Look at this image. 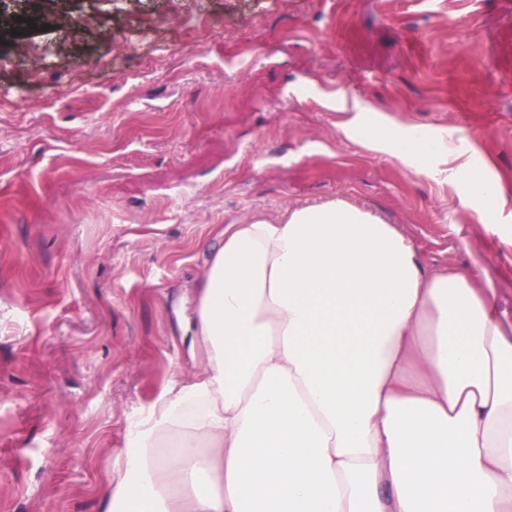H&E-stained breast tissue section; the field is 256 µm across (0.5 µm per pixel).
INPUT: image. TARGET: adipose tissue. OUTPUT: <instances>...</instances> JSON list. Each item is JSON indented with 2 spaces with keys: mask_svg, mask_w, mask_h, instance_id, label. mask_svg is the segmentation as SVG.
<instances>
[{
  "mask_svg": "<svg viewBox=\"0 0 512 512\" xmlns=\"http://www.w3.org/2000/svg\"><path fill=\"white\" fill-rule=\"evenodd\" d=\"M370 147L439 143L380 129ZM104 512H512V321L342 200L228 224Z\"/></svg>",
  "mask_w": 512,
  "mask_h": 512,
  "instance_id": "ef3b65f1",
  "label": "adipose tissue"
}]
</instances>
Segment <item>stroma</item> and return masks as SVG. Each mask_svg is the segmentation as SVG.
<instances>
[{"label":"stroma","mask_w":512,"mask_h":512,"mask_svg":"<svg viewBox=\"0 0 512 512\" xmlns=\"http://www.w3.org/2000/svg\"><path fill=\"white\" fill-rule=\"evenodd\" d=\"M338 198L512 316V0H0V512H101L205 234ZM363 138L374 149H384L390 146L401 157L411 160L416 158L426 159L441 147L439 143L419 137L397 140L381 129L366 131Z\"/></svg>","instance_id":"stroma-1"}]
</instances>
